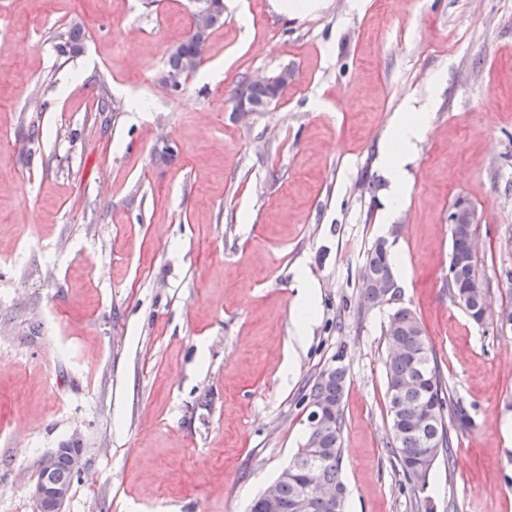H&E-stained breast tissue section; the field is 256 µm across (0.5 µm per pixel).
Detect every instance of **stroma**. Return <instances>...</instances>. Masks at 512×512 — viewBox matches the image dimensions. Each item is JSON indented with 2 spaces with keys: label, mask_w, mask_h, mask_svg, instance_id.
I'll use <instances>...</instances> for the list:
<instances>
[{
  "label": "stroma",
  "mask_w": 512,
  "mask_h": 512,
  "mask_svg": "<svg viewBox=\"0 0 512 512\" xmlns=\"http://www.w3.org/2000/svg\"><path fill=\"white\" fill-rule=\"evenodd\" d=\"M190 0H0V512H34L41 458L79 438L64 512H249L306 435L299 398L342 355L346 512H512V330L448 297L451 216L512 309V0H224L203 69L163 62ZM83 49L59 56L72 24ZM287 71L243 116L235 92ZM121 102L100 109L102 95ZM430 103L391 223V116ZM388 238L448 391L472 420L410 492L385 330L359 271ZM316 314L303 342L291 314ZM322 3V0H274L272 6L279 13L301 15L316 11ZM315 315V295L307 291L295 307L292 317L295 338L302 339L308 331Z\"/></svg>",
  "instance_id": "obj_1"
}]
</instances>
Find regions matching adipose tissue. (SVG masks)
<instances>
[{
    "label": "adipose tissue",
    "instance_id": "ef3b65f1",
    "mask_svg": "<svg viewBox=\"0 0 512 512\" xmlns=\"http://www.w3.org/2000/svg\"><path fill=\"white\" fill-rule=\"evenodd\" d=\"M429 122L427 106L414 104L394 113L390 120L382 146L384 171L394 187L388 212H395L403 200L407 189L406 166L413 160L418 144L424 139Z\"/></svg>",
    "mask_w": 512,
    "mask_h": 512
}]
</instances>
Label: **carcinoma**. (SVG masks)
<instances>
[{"instance_id":"carcinoma-1","label":"carcinoma","mask_w":512,"mask_h":512,"mask_svg":"<svg viewBox=\"0 0 512 512\" xmlns=\"http://www.w3.org/2000/svg\"><path fill=\"white\" fill-rule=\"evenodd\" d=\"M209 3L211 18L202 31H192L167 57L159 82L166 85V78L185 72V61L202 55L212 33L224 25V0H205ZM57 48L61 55H76L81 51L83 30L78 24L57 35ZM271 97L270 89L252 81L242 84L236 98L246 100L262 108ZM477 225L457 224L451 227V259L448 267V295L476 324L493 320L486 305L482 282L477 275V256L471 252V242ZM385 279L395 276L391 252L373 243L361 267L359 280L362 294L371 304H376L375 289L368 284L369 277ZM418 317L408 308L400 307L390 316L392 333L386 335L390 348L384 359L386 394L390 416V435L386 442L388 452L401 466L404 480L411 491L424 488L429 473L443 453L452 454V433L463 432L471 426V418L460 402H454L448 394L437 355L424 329L416 328ZM346 384L343 366L332 367L321 373L309 392L301 397V403L321 400L336 405L335 413L321 433L315 447L310 440L298 449L294 460L277 478L279 512H294L293 506L303 488L311 481L334 485L342 493L336 505L329 507L318 498L309 500L306 512H344L345 488L340 480L342 462V433L344 417L342 399ZM410 405L429 416L430 422L420 427L417 418L406 413ZM58 480L71 485L75 476L72 456L59 454L54 463Z\"/></svg>"}]
</instances>
